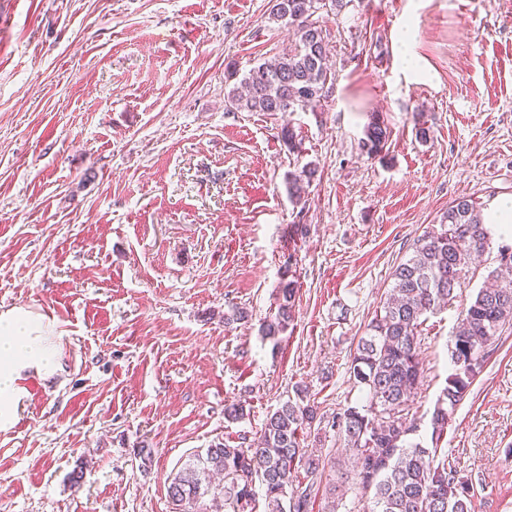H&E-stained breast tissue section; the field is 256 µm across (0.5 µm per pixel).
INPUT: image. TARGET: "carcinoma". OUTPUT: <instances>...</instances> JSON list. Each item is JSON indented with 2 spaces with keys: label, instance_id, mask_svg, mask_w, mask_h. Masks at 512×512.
<instances>
[{
  "label": "carcinoma",
  "instance_id": "cac0c4a2",
  "mask_svg": "<svg viewBox=\"0 0 512 512\" xmlns=\"http://www.w3.org/2000/svg\"><path fill=\"white\" fill-rule=\"evenodd\" d=\"M341 10L343 0H272L270 15L295 28L298 44L272 60L250 68L226 94L229 111H316L326 99L331 70L323 30L313 20L322 8ZM390 131L376 117L365 126L361 150H383ZM315 168L307 163L288 173V194L300 201L303 182ZM491 242L481 207L462 197L448 206L440 228L413 241L410 252L390 274L392 287L360 338L349 367L354 386L366 392V404L349 406L333 417L352 457L356 484L372 494V512H471L473 482L448 459L436 461L454 412L490 360L505 330L512 328V254L501 248L489 285L480 289L450 339L453 372L430 417L433 448L410 443L417 429L403 417L405 406L424 379L420 359L421 327L428 315L458 297L471 263ZM297 281L279 286L277 313L262 324V335L275 340L289 326ZM265 421L260 437L246 448L220 442L195 455L171 479L168 494L183 512H214L223 499L227 512H312L322 482V459L306 454L300 436L316 419L307 392L296 389ZM304 466L308 481L295 480Z\"/></svg>",
  "mask_w": 512,
  "mask_h": 512
}]
</instances>
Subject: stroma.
Listing matches in <instances>:
<instances>
[{
    "mask_svg": "<svg viewBox=\"0 0 512 512\" xmlns=\"http://www.w3.org/2000/svg\"><path fill=\"white\" fill-rule=\"evenodd\" d=\"M270 7L0 0V312L49 320L59 365L19 381L0 430V512H179L167 489L191 456L259 436L301 386L317 409L302 445L325 458L336 512H371L330 422L365 402L351 354L413 240L457 198L486 210L512 195V0L320 10L335 74L323 106L228 111L233 75L298 40ZM404 29L428 81L403 67ZM374 115L390 138L369 156ZM308 162L299 206L285 177ZM504 246L512 235H493L460 301L423 327L425 379L406 408L423 446L458 313ZM288 275L300 291L275 344L260 325ZM237 308L248 319L225 323ZM235 403L238 421L224 414ZM441 449L471 478L474 512H512V329Z\"/></svg>",
    "mask_w": 512,
    "mask_h": 512,
    "instance_id": "35a3bbf8",
    "label": "stroma"
}]
</instances>
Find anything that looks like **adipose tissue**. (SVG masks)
Masks as SVG:
<instances>
[{"label":"adipose tissue","instance_id":"obj_1","mask_svg":"<svg viewBox=\"0 0 512 512\" xmlns=\"http://www.w3.org/2000/svg\"><path fill=\"white\" fill-rule=\"evenodd\" d=\"M51 329L43 317L24 308L0 312V427L9 425L20 400L17 382L27 370H57Z\"/></svg>","mask_w":512,"mask_h":512}]
</instances>
